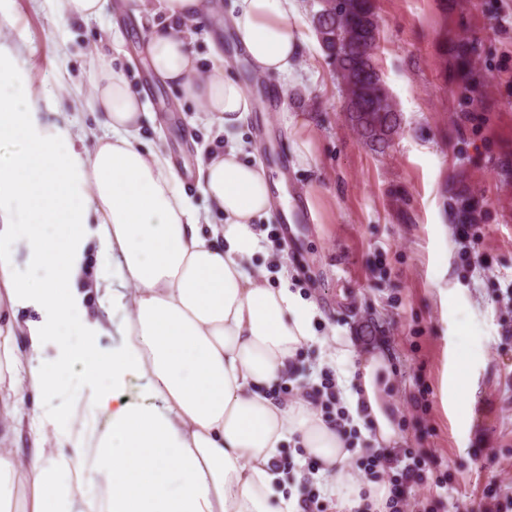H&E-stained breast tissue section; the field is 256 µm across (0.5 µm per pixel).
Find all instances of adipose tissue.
<instances>
[{"label": "adipose tissue", "instance_id": "adipose-tissue-1", "mask_svg": "<svg viewBox=\"0 0 512 512\" xmlns=\"http://www.w3.org/2000/svg\"><path fill=\"white\" fill-rule=\"evenodd\" d=\"M159 2L165 21L150 28L149 64L227 138L201 167L207 207L224 216L207 230L161 151L143 149L148 114L123 74L91 67L87 103L108 134L88 148L66 113L45 119L5 94L32 79L0 36V512H296L298 495L276 466L291 444L334 476L348 512L365 500L387 512V486L351 473L336 424L305 397L271 395L311 341L315 308L288 285L269 287L266 268L252 263L271 188L261 166L241 159L236 130L252 109L241 83L219 63L205 76L198 69L186 26L202 20L205 0ZM293 15L291 0H236L232 23L259 74L292 72ZM20 242L51 270L37 286L19 275ZM93 251L111 257L112 283L93 276ZM98 291L124 310L120 322L94 307ZM70 332L87 339L81 356L96 388L65 414L24 419L28 395L67 387L66 359L46 351ZM99 336L111 337V354L94 345ZM355 371L376 444H393L388 355L366 356ZM131 378L142 382L134 397L124 394ZM70 441L78 454H60Z\"/></svg>", "mask_w": 512, "mask_h": 512}]
</instances>
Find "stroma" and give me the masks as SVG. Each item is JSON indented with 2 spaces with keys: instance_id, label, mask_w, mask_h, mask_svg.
<instances>
[{
  "instance_id": "35a3bbf8",
  "label": "stroma",
  "mask_w": 512,
  "mask_h": 512,
  "mask_svg": "<svg viewBox=\"0 0 512 512\" xmlns=\"http://www.w3.org/2000/svg\"><path fill=\"white\" fill-rule=\"evenodd\" d=\"M207 18L187 26L201 70L221 57L255 102L243 139L250 162L273 183V208L262 222L255 264L267 283L314 303V336L298 353L277 400L315 393L325 374L341 394L354 391L331 362L337 343L353 361L388 353L389 398L400 407L392 456L426 462L406 512H484L486 474L475 461L496 456L512 488V0H375L380 17L378 67L400 113L401 130L385 152L353 130L346 94L314 34L316 0H295L301 52L292 76L257 75L230 22L231 0H209ZM157 0H108L87 24L66 21L39 0H0V34L18 46L37 80H63L69 103L37 99L40 111L62 107L76 128L104 136L95 114L74 106L88 92L87 54L99 50L122 73L154 121L145 143L177 161L196 207L199 159L223 144L202 106L161 82L149 67L147 20ZM478 40L469 86L450 49ZM309 146L308 167L294 164ZM467 187L479 204L468 236L457 232L453 192ZM468 391L459 393V367ZM81 362L69 387L51 399H28L25 414L61 413L75 388L91 390Z\"/></svg>"
}]
</instances>
